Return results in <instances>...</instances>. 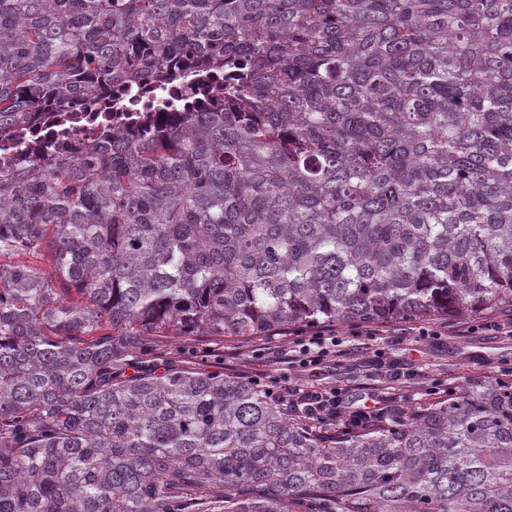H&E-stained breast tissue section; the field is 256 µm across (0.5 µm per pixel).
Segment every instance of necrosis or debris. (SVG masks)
Instances as JSON below:
<instances>
[{"label": "necrosis or debris", "instance_id": "1", "mask_svg": "<svg viewBox=\"0 0 512 512\" xmlns=\"http://www.w3.org/2000/svg\"><path fill=\"white\" fill-rule=\"evenodd\" d=\"M209 100L204 82L189 73L156 82L144 90L132 85L119 110L99 108L96 95L71 99L42 113L39 120L0 131V175H11L63 154L79 156L112 128L135 129L163 109L178 111L205 106Z\"/></svg>", "mask_w": 512, "mask_h": 512}]
</instances>
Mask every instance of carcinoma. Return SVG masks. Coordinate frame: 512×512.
I'll list each match as a JSON object with an SVG mask.
<instances>
[{
	"label": "carcinoma",
	"instance_id": "1",
	"mask_svg": "<svg viewBox=\"0 0 512 512\" xmlns=\"http://www.w3.org/2000/svg\"><path fill=\"white\" fill-rule=\"evenodd\" d=\"M224 108L0 177V512H512V378L329 438L192 338L512 311V0H0V126Z\"/></svg>",
	"mask_w": 512,
	"mask_h": 512
}]
</instances>
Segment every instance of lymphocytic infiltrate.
Instances as JSON below:
<instances>
[{
  "mask_svg": "<svg viewBox=\"0 0 512 512\" xmlns=\"http://www.w3.org/2000/svg\"><path fill=\"white\" fill-rule=\"evenodd\" d=\"M335 338V329L327 325L297 331L287 346L266 343L267 365L297 363L305 372L303 379L294 382H272L268 394L286 407L289 416L317 424L327 435L342 427L365 428L404 416L406 398L394 387H371L351 403L345 400L342 388L325 382L322 371Z\"/></svg>",
  "mask_w": 512,
  "mask_h": 512,
  "instance_id": "lymphocytic-infiltrate-1",
  "label": "lymphocytic infiltrate"
}]
</instances>
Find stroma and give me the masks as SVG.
Here are the masks:
<instances>
[{"label": "stroma", "instance_id": "35a3bbf8", "mask_svg": "<svg viewBox=\"0 0 512 512\" xmlns=\"http://www.w3.org/2000/svg\"><path fill=\"white\" fill-rule=\"evenodd\" d=\"M458 316L441 317V324L450 328L448 335L416 343L412 337L401 335L399 326H386L382 336L370 342L350 336L348 326H338V337L346 352L343 360H329L324 369L328 382L342 387L347 399L358 393L357 375L365 362L377 359L383 364L378 374L382 382H389L392 368L428 369L430 374L447 377L452 388L485 385L512 372V335L488 336L474 333L458 335L454 327ZM255 343L251 340L227 338L213 345L223 353L225 375L252 379L255 365L250 354Z\"/></svg>", "mask_w": 512, "mask_h": 512}]
</instances>
